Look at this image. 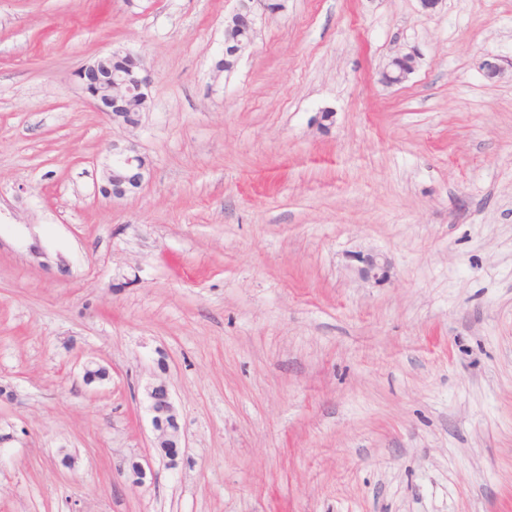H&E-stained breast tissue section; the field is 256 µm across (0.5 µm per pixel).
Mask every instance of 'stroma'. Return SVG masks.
<instances>
[{
  "instance_id": "obj_1",
  "label": "stroma",
  "mask_w": 512,
  "mask_h": 512,
  "mask_svg": "<svg viewBox=\"0 0 512 512\" xmlns=\"http://www.w3.org/2000/svg\"><path fill=\"white\" fill-rule=\"evenodd\" d=\"M237 6L0 0V512H512V0H285L220 73ZM418 53L411 50L407 53H399L393 56L383 71V81L390 85H398L405 82L415 70ZM121 55L113 53L98 58L94 63L82 68L77 76L87 94L95 101L97 108L105 112L112 122L121 126H136L139 116L134 112H125L130 109L131 102L148 101V89L151 84V76L142 74L139 60L131 54ZM126 69L112 71L114 69ZM146 172L147 164L142 156L125 152L113 154L101 191L112 199H124L142 186ZM147 395L151 403L150 409L153 412L152 422L154 427L160 431V448L173 461L178 453L176 448L168 447L175 446L178 448L179 428L173 413L169 390L165 384L160 383L149 388ZM166 418L172 423L171 427H167L162 423Z\"/></svg>"
}]
</instances>
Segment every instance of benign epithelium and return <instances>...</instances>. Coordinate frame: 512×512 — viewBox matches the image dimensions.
I'll return each mask as SVG.
<instances>
[{
  "mask_svg": "<svg viewBox=\"0 0 512 512\" xmlns=\"http://www.w3.org/2000/svg\"><path fill=\"white\" fill-rule=\"evenodd\" d=\"M245 6L237 8L227 19L224 29L239 32L241 40L234 50L241 56L252 44L255 36L256 9L270 10L268 0H244ZM131 65L123 70H112V56L98 58L94 63L85 66L78 72L87 94L95 101L97 108L108 115L112 122L121 126H135L139 116L129 111L132 102L148 101V89L151 76L142 74L139 60L126 54ZM418 53L412 50L393 56L383 71V81L390 85L405 82L415 70ZM147 164L138 154L118 152L113 155L112 164L105 170V183L101 187L104 195L114 199H124L135 193L145 179ZM384 274V266L374 257L363 260L358 268L359 277L369 280L378 279ZM150 409L153 412L152 422L160 431V447L178 446L179 428L177 426L170 393L163 383L152 386L147 392Z\"/></svg>",
  "mask_w": 512,
  "mask_h": 512,
  "instance_id": "benign-epithelium-1",
  "label": "benign epithelium"
}]
</instances>
